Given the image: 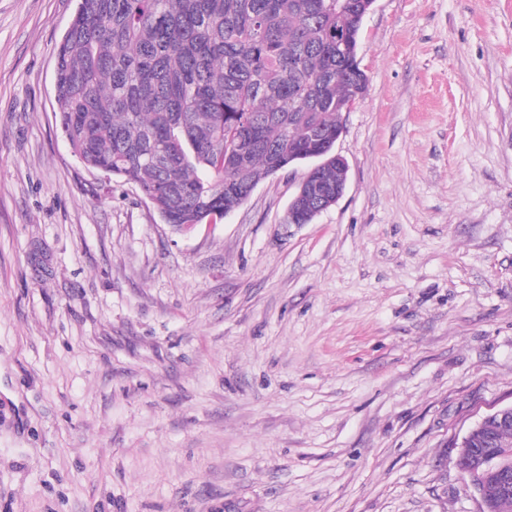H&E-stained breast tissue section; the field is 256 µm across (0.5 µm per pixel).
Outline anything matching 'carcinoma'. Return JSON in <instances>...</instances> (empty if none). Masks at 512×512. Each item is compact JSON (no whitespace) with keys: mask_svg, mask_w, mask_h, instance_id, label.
Wrapping results in <instances>:
<instances>
[{"mask_svg":"<svg viewBox=\"0 0 512 512\" xmlns=\"http://www.w3.org/2000/svg\"><path fill=\"white\" fill-rule=\"evenodd\" d=\"M367 4L78 0L56 50V117L85 166L135 185L167 224L216 223L287 150L327 160L306 177L331 192V140L311 132L336 135L343 102L367 91ZM483 494L486 512H512L490 476Z\"/></svg>","mask_w":512,"mask_h":512,"instance_id":"carcinoma-1","label":"carcinoma"}]
</instances>
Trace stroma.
I'll return each instance as SVG.
<instances>
[{
    "label": "stroma",
    "mask_w": 512,
    "mask_h": 512,
    "mask_svg": "<svg viewBox=\"0 0 512 512\" xmlns=\"http://www.w3.org/2000/svg\"><path fill=\"white\" fill-rule=\"evenodd\" d=\"M76 0H0V512H481L512 405V0H375L344 196L171 230L55 116ZM491 416H497L498 418V422L499 424L501 425V427H512V406L510 407H505V408H501V409H498L496 411H494L493 413H490L488 415H486L484 418L481 419V421H479L475 426H473L471 429H469V431L467 432V434L463 437L460 445L458 446L459 447V454H463L465 453L466 451H468L469 449L472 450L474 448H478L477 445L473 444L471 442V440H469L467 442V446L468 448H463L465 447V444H466V441L474 434H477L479 433L481 430H482V427H483V423L484 421L491 417Z\"/></svg>",
    "instance_id": "obj_1"
}]
</instances>
